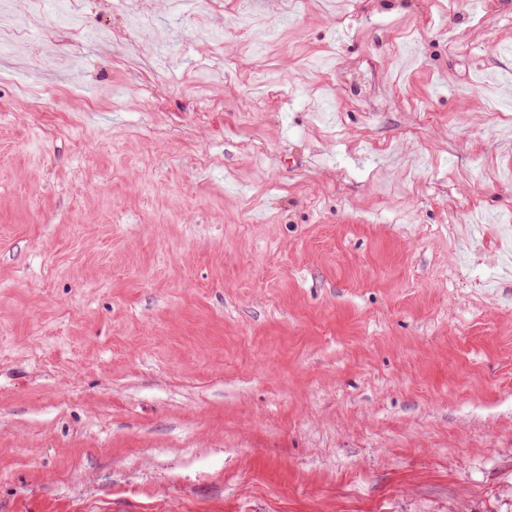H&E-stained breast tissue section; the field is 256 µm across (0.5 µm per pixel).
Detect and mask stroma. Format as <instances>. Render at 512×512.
I'll return each mask as SVG.
<instances>
[{"instance_id":"obj_1","label":"stroma","mask_w":512,"mask_h":512,"mask_svg":"<svg viewBox=\"0 0 512 512\" xmlns=\"http://www.w3.org/2000/svg\"><path fill=\"white\" fill-rule=\"evenodd\" d=\"M169 2L0 0V512H512V0Z\"/></svg>"}]
</instances>
